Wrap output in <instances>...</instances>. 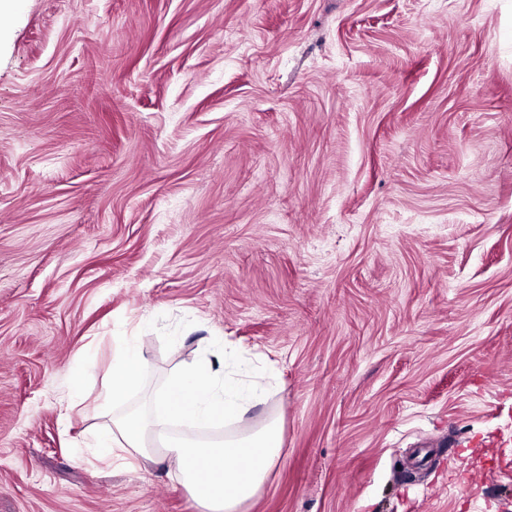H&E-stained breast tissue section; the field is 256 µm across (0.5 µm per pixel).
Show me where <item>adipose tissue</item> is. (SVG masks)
Here are the masks:
<instances>
[{
    "label": "adipose tissue",
    "mask_w": 512,
    "mask_h": 512,
    "mask_svg": "<svg viewBox=\"0 0 512 512\" xmlns=\"http://www.w3.org/2000/svg\"><path fill=\"white\" fill-rule=\"evenodd\" d=\"M147 365L135 337L121 338L112 370L95 399L96 409L119 404L138 390ZM263 396L256 382L218 377L206 361L192 364L167 379L148 413L132 410L100 429L101 458L127 466L157 459L180 477L203 512H238L257 495L282 448L280 422L251 413ZM226 421L239 424L240 431L220 440L175 438L167 431L173 423L208 429Z\"/></svg>",
    "instance_id": "ef3b65f1"
}]
</instances>
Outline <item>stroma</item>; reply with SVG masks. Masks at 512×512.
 <instances>
[{
    "instance_id": "stroma-1",
    "label": "stroma",
    "mask_w": 512,
    "mask_h": 512,
    "mask_svg": "<svg viewBox=\"0 0 512 512\" xmlns=\"http://www.w3.org/2000/svg\"><path fill=\"white\" fill-rule=\"evenodd\" d=\"M121 336L266 387L241 512H512V0H0V512H198ZM148 360L134 336H124L118 341L116 355L103 390L95 399V410H104L109 404L121 403L130 392L139 390Z\"/></svg>"
}]
</instances>
